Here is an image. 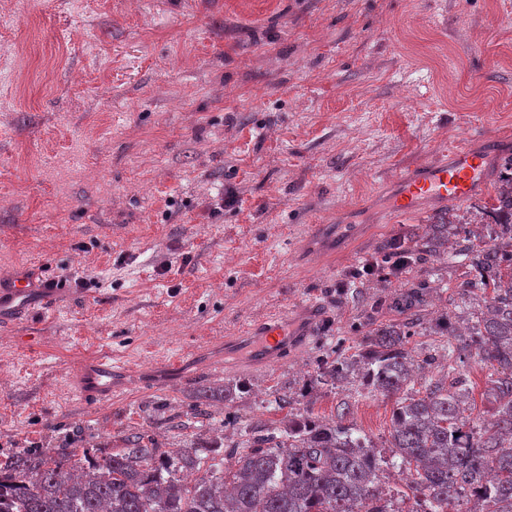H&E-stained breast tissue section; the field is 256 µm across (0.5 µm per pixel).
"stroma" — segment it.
Segmentation results:
<instances>
[{
  "mask_svg": "<svg viewBox=\"0 0 512 512\" xmlns=\"http://www.w3.org/2000/svg\"><path fill=\"white\" fill-rule=\"evenodd\" d=\"M512 155V0H0V274L82 277L55 313L0 332V453L67 440L118 451L228 441L294 412L375 444L391 398L307 381L356 352L362 305L344 283L427 202L384 209L398 178L472 135ZM235 202L219 207L226 196ZM447 258L431 315L471 316ZM324 315L288 360H251L263 322ZM101 349L129 366L104 406L72 402L69 371ZM448 371V339L409 344ZM242 380L233 401L206 399Z\"/></svg>",
  "mask_w": 512,
  "mask_h": 512,
  "instance_id": "35a3bbf8",
  "label": "stroma"
}]
</instances>
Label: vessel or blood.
Listing matches in <instances>:
<instances>
[{
	"label": "vessel or blood",
	"mask_w": 512,
	"mask_h": 512,
	"mask_svg": "<svg viewBox=\"0 0 512 512\" xmlns=\"http://www.w3.org/2000/svg\"><path fill=\"white\" fill-rule=\"evenodd\" d=\"M483 151L467 146L452 150L447 158L428 161L401 178L396 193L387 200V209L396 215L417 210L423 202H463L482 187L487 179V159L495 151V141L484 138ZM66 289L49 287L26 272L0 276V329L9 328L37 316L53 312ZM296 334L284 316L266 319L260 338L251 352L261 362L280 359L286 345L294 342ZM112 355L96 353L78 364L66 376V393L82 404L111 403L117 391Z\"/></svg>",
	"instance_id": "1"
}]
</instances>
